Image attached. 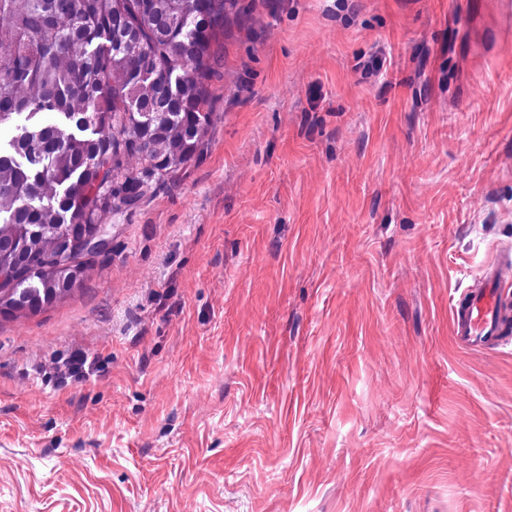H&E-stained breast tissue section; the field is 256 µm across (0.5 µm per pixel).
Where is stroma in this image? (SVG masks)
<instances>
[{"instance_id": "stroma-1", "label": "stroma", "mask_w": 512, "mask_h": 512, "mask_svg": "<svg viewBox=\"0 0 512 512\" xmlns=\"http://www.w3.org/2000/svg\"><path fill=\"white\" fill-rule=\"evenodd\" d=\"M245 2L204 156L0 320V512H512V344L451 337L512 249V0ZM88 357L83 352H75L66 359H60L55 366L57 380L66 379L67 375L84 376L82 369L85 367Z\"/></svg>"}]
</instances>
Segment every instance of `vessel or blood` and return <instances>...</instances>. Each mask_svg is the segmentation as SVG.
<instances>
[{
    "label": "vessel or blood",
    "mask_w": 512,
    "mask_h": 512,
    "mask_svg": "<svg viewBox=\"0 0 512 512\" xmlns=\"http://www.w3.org/2000/svg\"><path fill=\"white\" fill-rule=\"evenodd\" d=\"M511 268L512 256H500L453 304L451 333L461 348L491 352L512 342V295L505 283Z\"/></svg>",
    "instance_id": "b4317fda"
}]
</instances>
